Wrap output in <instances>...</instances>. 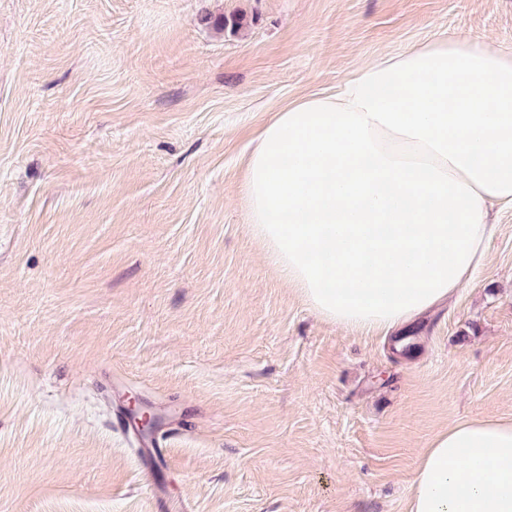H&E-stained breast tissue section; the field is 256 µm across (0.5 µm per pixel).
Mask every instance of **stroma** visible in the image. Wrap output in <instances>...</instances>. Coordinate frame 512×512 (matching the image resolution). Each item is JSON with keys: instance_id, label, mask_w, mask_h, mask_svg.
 Here are the masks:
<instances>
[{"instance_id": "stroma-1", "label": "stroma", "mask_w": 512, "mask_h": 512, "mask_svg": "<svg viewBox=\"0 0 512 512\" xmlns=\"http://www.w3.org/2000/svg\"><path fill=\"white\" fill-rule=\"evenodd\" d=\"M443 31L511 48L512 0H0V512H408L436 434L512 417V212L405 356L321 320L241 194L274 112ZM129 414L133 422L143 433H151L157 423V416L135 398L129 402Z\"/></svg>"}]
</instances>
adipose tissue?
<instances>
[{
  "mask_svg": "<svg viewBox=\"0 0 512 512\" xmlns=\"http://www.w3.org/2000/svg\"><path fill=\"white\" fill-rule=\"evenodd\" d=\"M243 197L267 259L323 320L413 322L471 284L493 212L512 209V48L444 34L353 66L257 132ZM409 512H512V419L436 435Z\"/></svg>",
  "mask_w": 512,
  "mask_h": 512,
  "instance_id": "adipose-tissue-1",
  "label": "adipose tissue"
}]
</instances>
